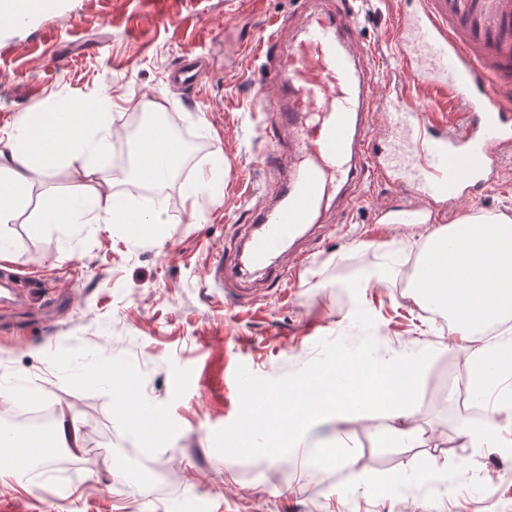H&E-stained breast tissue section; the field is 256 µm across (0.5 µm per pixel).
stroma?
<instances>
[{"label": "stroma", "instance_id": "stroma-1", "mask_svg": "<svg viewBox=\"0 0 512 512\" xmlns=\"http://www.w3.org/2000/svg\"><path fill=\"white\" fill-rule=\"evenodd\" d=\"M405 8L365 0L358 18L383 97L407 80L394 72L391 43ZM291 9V0H56L0 26V131L61 97L102 100L116 130L97 161L105 186L134 165L137 132L152 119L183 148L160 233L36 223L46 199L74 190L64 167L38 179L28 205L0 226L11 244L0 263L16 273L20 297L0 307V405L24 391L42 408H65L85 432L84 467L67 468L74 451L58 449L30 475L0 482V512H512V466L497 464L494 449L460 445L473 416L458 385L476 343L426 316L405 287L428 230L389 223L393 188L372 185L349 215L329 213L305 240L296 282L280 290L237 305L210 272L272 190L240 47ZM188 52L205 56L208 70L196 89L177 90L169 73ZM211 171L213 194L188 199L187 185ZM116 187L148 210V184ZM500 213L512 215V152L476 202L438 221ZM343 352L428 353L414 393L417 447L381 442L390 419L377 410L353 424L354 467L321 460L334 437L326 426L290 454L226 453L245 395L287 387ZM122 370L166 423L154 444L136 438L113 403L111 374Z\"/></svg>", "mask_w": 512, "mask_h": 512}]
</instances>
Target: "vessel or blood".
I'll use <instances>...</instances> for the list:
<instances>
[{
  "instance_id": "1",
  "label": "vessel or blood",
  "mask_w": 512,
  "mask_h": 512,
  "mask_svg": "<svg viewBox=\"0 0 512 512\" xmlns=\"http://www.w3.org/2000/svg\"><path fill=\"white\" fill-rule=\"evenodd\" d=\"M304 19L277 17L274 29L245 53L263 62L254 106L265 117L269 171L287 169L276 204L253 215L241 247L225 252L215 266L268 280L295 274L301 260L280 265L286 242L318 223L328 200L345 211L362 201L349 185L370 180L420 198L403 205L398 223L415 224L419 209L437 199L473 202L491 184L501 155L512 149V0H420L393 30L397 71H410L436 103L458 106L464 123L454 129L447 114L425 117L408 89L380 99L375 73L361 67L352 47L359 38L357 0H295ZM48 0H0V21L15 23L45 13ZM272 79L277 96L263 84ZM171 80L196 87V58L183 55ZM381 112L402 147L378 152L365 118Z\"/></svg>"
}]
</instances>
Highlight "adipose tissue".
<instances>
[{"instance_id":"obj_1","label":"adipose tissue","mask_w":512,"mask_h":512,"mask_svg":"<svg viewBox=\"0 0 512 512\" xmlns=\"http://www.w3.org/2000/svg\"><path fill=\"white\" fill-rule=\"evenodd\" d=\"M112 131L98 102L63 97L48 109L25 113L0 147V224L12 223L26 206L35 176L59 167L81 181L79 192L54 196L38 212L42 224H123L132 232L155 231L165 209L157 198L150 215L132 209L111 188L98 184L96 156L105 154ZM183 155L182 147L159 124L146 127L137 142L132 180L158 187L171 182ZM416 299L446 312L454 333L470 337L485 325L512 316V216H469L429 232L412 277ZM424 354L385 362L351 353L322 370L303 374L277 395L245 396L244 420L225 445L233 453L249 452L254 438L267 447L296 450L304 429L314 421L336 422L337 440L322 449L324 459L364 470L358 459L341 455L344 424L381 409L390 416L385 440L407 446L414 437L412 400ZM475 392L512 376V343L474 350L466 367ZM120 408L134 435L144 440L162 436L165 423L148 410L130 387H121ZM512 390L501 392L490 411L465 429L464 441L475 448H511Z\"/></svg>"}]
</instances>
